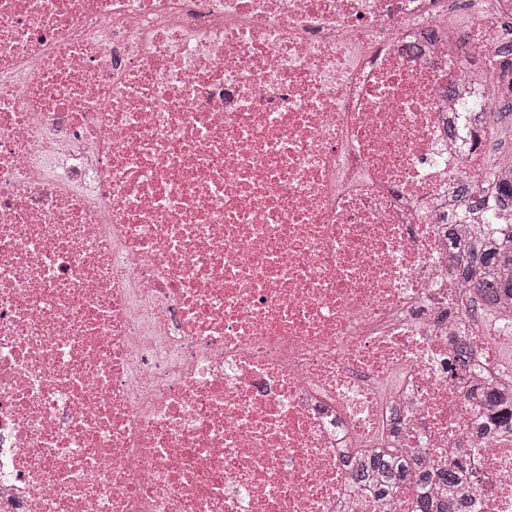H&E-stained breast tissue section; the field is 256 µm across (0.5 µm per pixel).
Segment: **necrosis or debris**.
<instances>
[{
    "mask_svg": "<svg viewBox=\"0 0 512 512\" xmlns=\"http://www.w3.org/2000/svg\"><path fill=\"white\" fill-rule=\"evenodd\" d=\"M0 0V512H413L377 449L512 438L444 227L512 98L495 0ZM480 2H471L469 6L458 7L456 3L448 5V28L461 32L468 28L484 8ZM471 393H476L474 395H477L485 406L501 411L499 415L491 419L495 422L494 425L487 426L484 424L481 426V434H487L489 438H494L505 433V431L512 433V398L508 392L482 386L476 391L472 390ZM412 466L407 458L399 453L397 448H389L387 451L363 459L356 466L351 483L357 488L366 483L375 481V486L381 496L394 493L398 489L399 482L410 475Z\"/></svg>",
    "mask_w": 512,
    "mask_h": 512,
    "instance_id": "4bbe7bcc",
    "label": "necrosis or debris"
}]
</instances>
